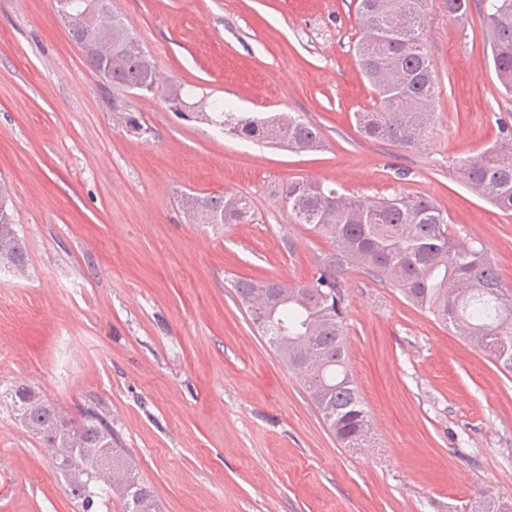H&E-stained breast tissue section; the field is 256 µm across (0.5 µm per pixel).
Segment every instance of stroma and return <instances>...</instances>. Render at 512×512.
Listing matches in <instances>:
<instances>
[{"mask_svg": "<svg viewBox=\"0 0 512 512\" xmlns=\"http://www.w3.org/2000/svg\"><path fill=\"white\" fill-rule=\"evenodd\" d=\"M165 81L234 111L286 112L323 150L292 153L133 97L154 130L127 136L56 0H0V184L29 257L0 299V385L22 381L71 416L112 413L162 512H459L512 497V374L357 269L344 274L349 366L372 416L337 443L239 304L236 278L307 280L330 243L297 223L295 179L369 200L425 196L512 288V215L455 175L512 125L483 12L428 0L439 102L417 150L366 137L372 104L353 0H112ZM246 196L250 224L190 223L180 196ZM0 512H78L39 441L0 407Z\"/></svg>", "mask_w": 512, "mask_h": 512, "instance_id": "1", "label": "stroma"}]
</instances>
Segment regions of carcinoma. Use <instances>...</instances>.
Instances as JSON below:
<instances>
[{
    "instance_id": "obj_1",
    "label": "carcinoma",
    "mask_w": 512,
    "mask_h": 512,
    "mask_svg": "<svg viewBox=\"0 0 512 512\" xmlns=\"http://www.w3.org/2000/svg\"><path fill=\"white\" fill-rule=\"evenodd\" d=\"M59 7L73 41L91 63L88 45L108 44L118 58L112 77V110L120 112L128 135L146 140L151 128L122 96H161L169 109L186 119H200L226 134L286 148L292 152L324 147L319 130L295 117L243 115L215 99L193 100L182 84H164L152 55L127 51L141 44L116 12L98 21L85 14V0ZM484 22L497 80L512 94V0H483ZM427 0H355V14L365 38L357 46L360 71L374 91V107L358 113L365 133L405 149H418L434 118L438 83L424 48ZM448 17L467 18L470 0H446ZM204 104L206 110L199 109ZM463 184L476 196L512 215V126L499 128L497 143L456 167ZM282 201L300 224H308L333 245L303 282L278 281V295L268 299L270 280L241 278L235 292L253 326L296 375L323 421L344 447L359 448L371 416L348 367L344 333L343 275L355 267L396 289L417 309L431 313L469 342L493 355L512 374V301L497 265L452 233L448 215L424 196L394 195L378 200L347 197L322 182L291 181ZM7 188L0 185V271L26 272L28 255L16 229ZM182 207L196 224H248L253 220L248 200L238 194L199 197L186 193ZM14 419L44 448L67 443L75 448L112 453V468L122 474L117 494L124 512H161L138 472L124 460L112 431L110 412L100 405L80 410V418H63L64 411L30 386L17 383L0 394ZM66 491L87 507L85 484L66 480ZM463 512H512V497H480Z\"/></svg>"
}]
</instances>
